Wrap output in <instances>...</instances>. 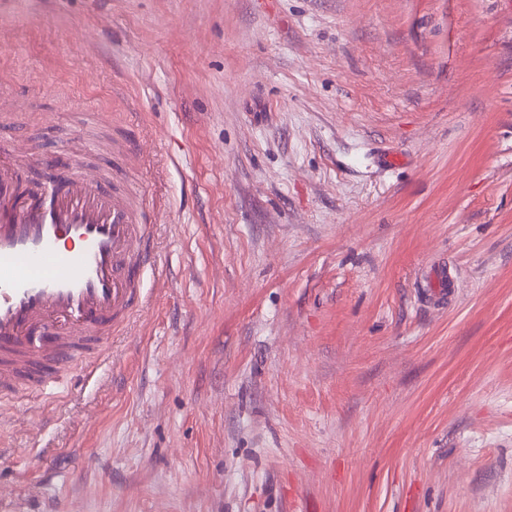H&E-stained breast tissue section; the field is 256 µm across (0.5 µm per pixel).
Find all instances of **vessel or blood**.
<instances>
[{
	"mask_svg": "<svg viewBox=\"0 0 512 512\" xmlns=\"http://www.w3.org/2000/svg\"><path fill=\"white\" fill-rule=\"evenodd\" d=\"M76 143L28 200L15 184L45 157L0 143V391L44 390L81 349L106 340L142 300L141 268L154 264V195L122 182L142 163L138 139L113 140L115 168L89 171Z\"/></svg>",
	"mask_w": 512,
	"mask_h": 512,
	"instance_id": "b4317fda",
	"label": "vessel or blood"
}]
</instances>
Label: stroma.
<instances>
[{"instance_id": "1", "label": "stroma", "mask_w": 512, "mask_h": 512, "mask_svg": "<svg viewBox=\"0 0 512 512\" xmlns=\"http://www.w3.org/2000/svg\"><path fill=\"white\" fill-rule=\"evenodd\" d=\"M0 86L162 204L0 512H512V0H0Z\"/></svg>"}]
</instances>
